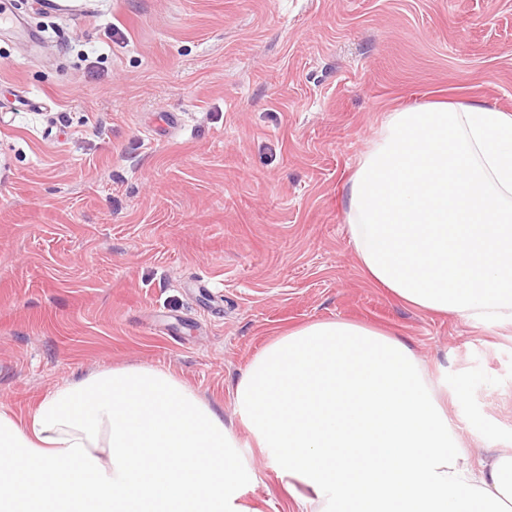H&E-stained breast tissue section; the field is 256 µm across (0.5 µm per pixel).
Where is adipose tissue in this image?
<instances>
[{
	"mask_svg": "<svg viewBox=\"0 0 512 512\" xmlns=\"http://www.w3.org/2000/svg\"><path fill=\"white\" fill-rule=\"evenodd\" d=\"M361 268L407 305L512 324V113L391 112L345 186ZM400 338L344 321L275 337L232 391L238 436L174 373L105 368L0 410V512H247L256 448L293 512H512V451L474 456Z\"/></svg>",
	"mask_w": 512,
	"mask_h": 512,
	"instance_id": "1",
	"label": "adipose tissue"
}]
</instances>
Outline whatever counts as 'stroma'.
Instances as JSON below:
<instances>
[{"label": "stroma", "instance_id": "stroma-1", "mask_svg": "<svg viewBox=\"0 0 512 512\" xmlns=\"http://www.w3.org/2000/svg\"><path fill=\"white\" fill-rule=\"evenodd\" d=\"M0 29V407L151 364L236 424L284 331L399 336L473 448H512V326L400 301L363 273L344 187L388 112L512 113V0H15ZM253 512H290L253 453Z\"/></svg>", "mask_w": 512, "mask_h": 512}]
</instances>
